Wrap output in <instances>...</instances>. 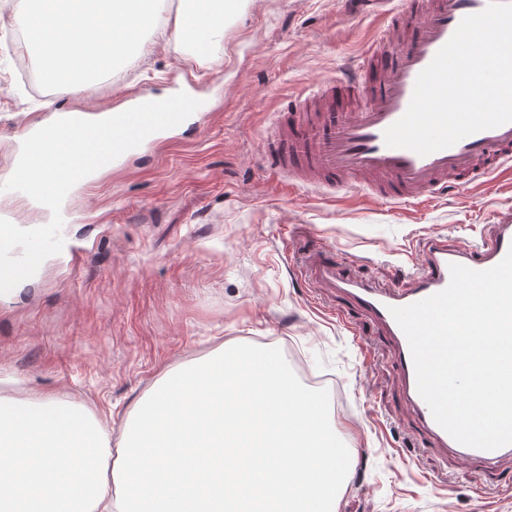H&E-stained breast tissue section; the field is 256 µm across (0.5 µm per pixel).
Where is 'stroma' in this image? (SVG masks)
Instances as JSON below:
<instances>
[{
	"instance_id": "1",
	"label": "stroma",
	"mask_w": 512,
	"mask_h": 512,
	"mask_svg": "<svg viewBox=\"0 0 512 512\" xmlns=\"http://www.w3.org/2000/svg\"><path fill=\"white\" fill-rule=\"evenodd\" d=\"M15 11L16 0H0V183L26 128L55 109L102 112L179 87L207 110L73 193L63 232L82 248L80 263L50 256L0 295V394L82 400L111 414L117 441L165 371L237 344H274L329 377L346 403L333 415L352 447L339 512H512V454L487 466L438 447L401 396L390 338L304 275L324 243L345 275L409 288L423 238L457 248L491 235L512 210V181L396 208L356 191L288 188L262 155L284 101L357 64L381 17L340 0H237L209 58L156 28L119 70L69 95L28 75Z\"/></svg>"
}]
</instances>
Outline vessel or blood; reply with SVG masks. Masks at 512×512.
<instances>
[{
    "label": "vessel or blood",
    "mask_w": 512,
    "mask_h": 512,
    "mask_svg": "<svg viewBox=\"0 0 512 512\" xmlns=\"http://www.w3.org/2000/svg\"><path fill=\"white\" fill-rule=\"evenodd\" d=\"M384 5L383 30L359 63L342 77H322L309 98L312 110L290 105L263 144V154L280 181L289 187L341 191L356 186L401 207L423 196L496 181L512 171V123L483 130L454 145L421 156L387 146L385 130L410 104L416 79L449 41L462 19L484 10L489 0H403ZM512 248V212L501 213L495 232L451 249L440 237H428L411 288L388 293L371 284L343 278L324 248L309 257L307 268L322 287L343 293L377 324L393 343V362L404 401L441 447L487 463L512 454V445L486 451L460 444L434 420L417 389L408 340L391 310L445 289L450 264L474 270L497 265Z\"/></svg>",
    "instance_id": "obj_1"
}]
</instances>
